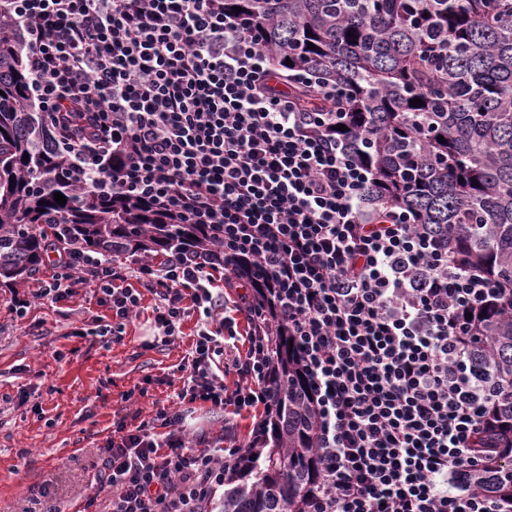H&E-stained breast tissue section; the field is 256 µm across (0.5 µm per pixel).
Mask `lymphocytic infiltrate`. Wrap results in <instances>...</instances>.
<instances>
[{
  "label": "lymphocytic infiltrate",
  "instance_id": "lymphocytic-infiltrate-1",
  "mask_svg": "<svg viewBox=\"0 0 512 512\" xmlns=\"http://www.w3.org/2000/svg\"><path fill=\"white\" fill-rule=\"evenodd\" d=\"M0 3L27 46L30 100L54 114L75 174L208 225L216 243L128 263L74 249L36 283L32 297L52 303L91 287L112 311L91 333L110 344L145 288L163 336L203 315L177 398L252 419L247 440L207 450L177 407L117 421L98 476L107 512H214L226 477L269 437L282 332L319 420L307 512H506L470 483L485 437L512 426L492 377L467 368L468 316L495 286L413 213L370 207L372 173L336 132L344 91L279 71L224 0ZM239 335L245 353L227 355Z\"/></svg>",
  "mask_w": 512,
  "mask_h": 512
}]
</instances>
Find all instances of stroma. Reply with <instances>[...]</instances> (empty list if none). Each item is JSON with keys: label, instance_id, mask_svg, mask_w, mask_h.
I'll use <instances>...</instances> for the list:
<instances>
[{"label": "stroma", "instance_id": "1", "mask_svg": "<svg viewBox=\"0 0 512 512\" xmlns=\"http://www.w3.org/2000/svg\"><path fill=\"white\" fill-rule=\"evenodd\" d=\"M30 291L0 288V512H106L111 491L94 477L113 424L175 402L199 317L162 341L147 291L123 342L107 346L77 333L110 314L90 291L55 305ZM18 297L30 302L22 319Z\"/></svg>", "mask_w": 512, "mask_h": 512}]
</instances>
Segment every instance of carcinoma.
Returning <instances> with one entry per match:
<instances>
[{"mask_svg":"<svg viewBox=\"0 0 512 512\" xmlns=\"http://www.w3.org/2000/svg\"><path fill=\"white\" fill-rule=\"evenodd\" d=\"M236 6L280 70L309 69L346 90L342 136L372 169L375 206L412 211L457 265L496 284L469 341L475 371L494 377L512 416V0H224V13ZM26 54L0 10V286L35 279L58 231L107 256L214 249L200 227L71 174L51 123L28 102ZM415 98L423 105L411 106ZM289 340L279 337L283 400L270 440L248 449L259 464L232 477L219 512H305L321 478L318 418ZM471 484L512 504V462L484 450Z\"/></svg>","mask_w":512,"mask_h":512,"instance_id":"1","label":"carcinoma"}]
</instances>
